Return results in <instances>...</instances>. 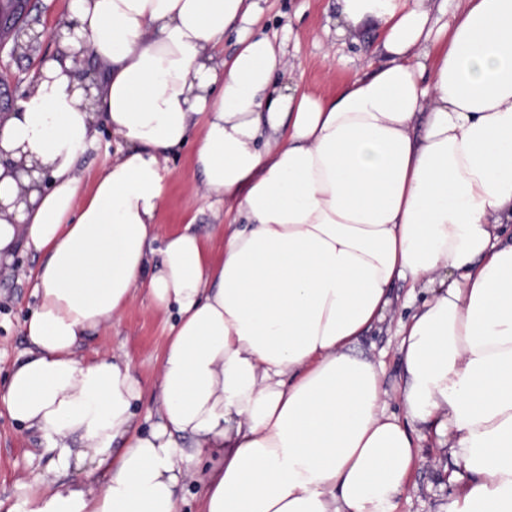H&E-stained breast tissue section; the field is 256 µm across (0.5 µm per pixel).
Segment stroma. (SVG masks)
<instances>
[{
	"label": "stroma",
	"instance_id": "35a3bbf8",
	"mask_svg": "<svg viewBox=\"0 0 512 512\" xmlns=\"http://www.w3.org/2000/svg\"><path fill=\"white\" fill-rule=\"evenodd\" d=\"M255 5L257 30L274 40L288 61L290 80L308 92L333 96L381 60L376 48L382 32L377 25L361 24L353 34L337 35V0H255ZM35 66L31 57L11 53L7 48L0 50V97L12 101L21 97L30 86ZM191 155V148L186 147L172 154L167 163L160 232L165 235L192 228L216 255L224 241V207L203 198ZM37 263V257L20 254L13 270L0 275V391L28 348L23 324L38 305L31 277ZM407 314V309L400 307L389 310L357 346L364 356L383 363L385 411L398 416L404 410L395 395L404 375L397 353V329L400 318ZM177 319L176 310L156 308L141 291L119 320L106 325L79 349L87 358L113 352L131 359L142 388L135 408L136 423L145 431L157 419L160 362L170 326ZM419 445L420 457L399 512H437L452 490L448 477L455 466L447 449L436 447L428 437ZM55 457V450L14 421L0 402V512H11L23 487L39 485L52 477Z\"/></svg>",
	"mask_w": 512,
	"mask_h": 512
}]
</instances>
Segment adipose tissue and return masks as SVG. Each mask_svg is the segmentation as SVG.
<instances>
[{"instance_id":"ef3b65f1","label":"adipose tissue","mask_w":512,"mask_h":512,"mask_svg":"<svg viewBox=\"0 0 512 512\" xmlns=\"http://www.w3.org/2000/svg\"><path fill=\"white\" fill-rule=\"evenodd\" d=\"M337 34L382 31V61L325 98L275 88L287 62L248 31L251 0H69L53 49L0 121V270L42 257L31 346L0 402L58 449L16 512H398L433 432L456 469L439 512H512V0H337ZM127 149L84 188L100 128ZM196 140L206 198L236 221L211 256L160 236L169 154ZM163 247H156L157 238ZM425 298L400 321L403 417L353 352L390 290ZM178 321L160 419L135 426L130 358L76 350L138 290Z\"/></svg>"}]
</instances>
